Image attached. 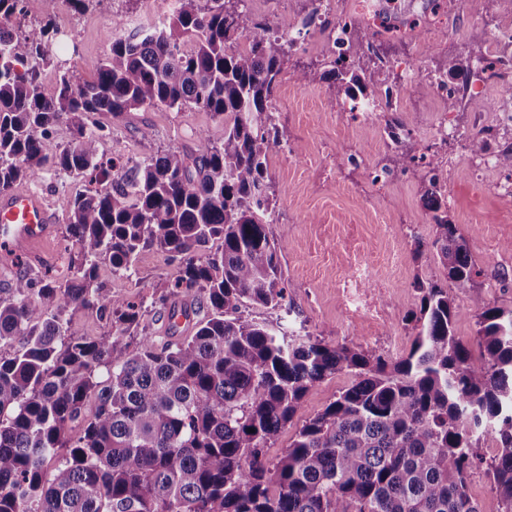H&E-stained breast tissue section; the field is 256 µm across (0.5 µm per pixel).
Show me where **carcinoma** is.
Masks as SVG:
<instances>
[{
    "instance_id": "obj_1",
    "label": "carcinoma",
    "mask_w": 512,
    "mask_h": 512,
    "mask_svg": "<svg viewBox=\"0 0 512 512\" xmlns=\"http://www.w3.org/2000/svg\"><path fill=\"white\" fill-rule=\"evenodd\" d=\"M42 2L40 21L14 29L4 22L24 14V0H0V193L50 170L89 187L67 224L72 280L24 275L0 297V512H480L469 484L482 466L500 512H512V308L474 292L481 270L437 175L424 202L444 279L416 283L407 354L369 356L249 319L242 308L285 300L267 158L288 145L271 111L288 29L272 31L234 0H175L168 26L112 41L87 78L56 67L48 89L59 0ZM344 35L322 77L365 100L384 83L386 52L365 30ZM363 58L372 69H355ZM490 65L450 57L438 76L467 87L488 81ZM445 103L491 107L453 90ZM190 105L224 123L220 145L196 156L170 148L133 167L99 155L106 124L95 116ZM62 121L76 136L53 148ZM386 126L408 163H426L429 148L397 134L398 112ZM215 239L222 248L199 255ZM149 248L178 261L167 340L124 343L148 307L113 295L98 269L124 275ZM469 292L476 357L455 335V294ZM76 311L108 316L119 335L73 336ZM179 316L192 335H178ZM343 371L351 385L269 459L306 394ZM485 438L498 447L489 460Z\"/></svg>"
}]
</instances>
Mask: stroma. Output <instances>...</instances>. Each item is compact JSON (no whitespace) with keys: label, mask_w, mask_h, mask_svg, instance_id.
Segmentation results:
<instances>
[{"label":"stroma","mask_w":512,"mask_h":512,"mask_svg":"<svg viewBox=\"0 0 512 512\" xmlns=\"http://www.w3.org/2000/svg\"><path fill=\"white\" fill-rule=\"evenodd\" d=\"M311 9L309 0H247L245 11L276 24H289L298 35L289 53L283 76L272 100L279 125L288 130L300 153L273 150L267 172L274 193L276 224L269 231L279 250L287 287V305L282 309L249 307L245 316L270 322L282 321L323 343L347 345L368 354L396 358L408 352L414 339L404 315L419 306L415 278L436 279L442 267L433 251L415 254L416 241H431L435 226L424 206L423 173L403 170L391 146L384 124L369 126L350 109L351 102L331 80L320 79L326 61L324 35L313 28L299 33L302 18ZM464 19L457 35L422 33L415 41L391 37L384 49L393 74L406 64L417 69L415 83L398 102L408 119L414 141L432 147L441 173V189L448 198V218L457 224L482 275L480 293L493 306L512 307V194L501 190L512 167L491 163L479 169V160L468 148L467 133L480 120L499 122L500 110L512 106V96L491 87L485 94L495 103L492 112H447L433 95L431 79L449 57L466 53L473 32H481L486 54L499 51L496 34L512 27V0H464ZM171 14L155 0H100L82 15L61 0L55 17L58 35L53 56L75 75L88 76V66L109 54L114 39L128 37L142 24L167 26ZM317 72L306 85L293 74ZM447 122L448 143L437 141L434 131ZM149 125L152 136L139 129ZM207 130L209 141L224 137L222 123L197 108L171 110L164 107L138 110L113 121L99 141V152L121 158L128 164L159 155L168 146L200 154L205 143L196 136ZM389 166V174L374 182L372 173ZM25 188L39 192L56 215L51 234L36 244L33 252L12 251L0 255V296H7L18 277L48 274L68 278L73 240L67 230L69 204L84 188L82 179L45 174L41 180L25 181ZM175 261L163 252H142L132 274H100L113 294L136 301L154 299L143 323L147 332L164 338L167 319L157 297L172 279ZM363 267L370 275L368 286L391 315L376 325L355 323L340 310L334 285L351 270ZM352 378L339 374L312 389L303 399L293 421L287 425L269 456L279 455L305 420L333 401Z\"/></svg>","instance_id":"stroma-1"}]
</instances>
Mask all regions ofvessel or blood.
<instances>
[{"label":"vessel or blood","instance_id":"b4317fda","mask_svg":"<svg viewBox=\"0 0 512 512\" xmlns=\"http://www.w3.org/2000/svg\"><path fill=\"white\" fill-rule=\"evenodd\" d=\"M54 219L43 196L14 191L0 196V243L32 248L51 230Z\"/></svg>","mask_w":512,"mask_h":512}]
</instances>
